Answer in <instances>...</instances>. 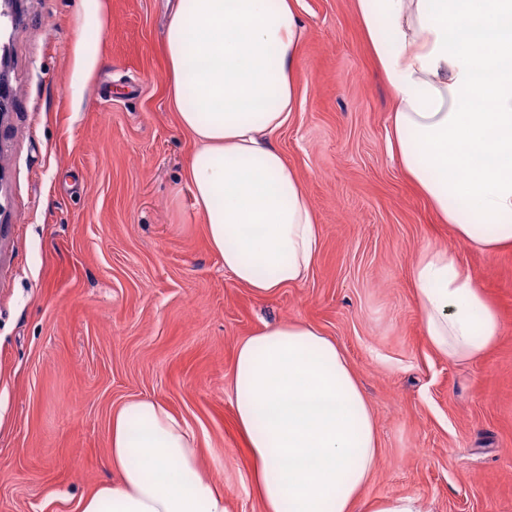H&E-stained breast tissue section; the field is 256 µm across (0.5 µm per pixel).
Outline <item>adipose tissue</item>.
<instances>
[{
  "label": "adipose tissue",
  "instance_id": "1",
  "mask_svg": "<svg viewBox=\"0 0 512 512\" xmlns=\"http://www.w3.org/2000/svg\"><path fill=\"white\" fill-rule=\"evenodd\" d=\"M355 10L395 99L391 156L456 241L512 250V0H355ZM304 36L295 0H178L163 39L209 245L260 299L303 282L320 247L303 182L272 142L297 107ZM412 285L436 352L470 360L497 342L498 313L455 249H419ZM232 393L262 512H425L411 495L361 503L379 460L375 418L318 327L281 322L239 341ZM109 462L116 481L79 512H229L197 432L160 402L113 410Z\"/></svg>",
  "mask_w": 512,
  "mask_h": 512
}]
</instances>
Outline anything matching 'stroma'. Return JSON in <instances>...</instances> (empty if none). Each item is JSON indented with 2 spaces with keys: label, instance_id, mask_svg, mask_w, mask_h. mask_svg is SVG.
I'll return each mask as SVG.
<instances>
[{
  "label": "stroma",
  "instance_id": "stroma-1",
  "mask_svg": "<svg viewBox=\"0 0 512 512\" xmlns=\"http://www.w3.org/2000/svg\"><path fill=\"white\" fill-rule=\"evenodd\" d=\"M175 0H24L0 23V512H77L112 480L113 409L155 399L199 433L231 512H262L234 419L235 347L301 320L344 352L380 439L363 499L512 512V250L458 245L388 149L393 97L353 0H298V106L273 141L321 227L306 281L257 299L186 180L162 52ZM456 249L502 323L473 361L433 351L414 253Z\"/></svg>",
  "mask_w": 512,
  "mask_h": 512
}]
</instances>
